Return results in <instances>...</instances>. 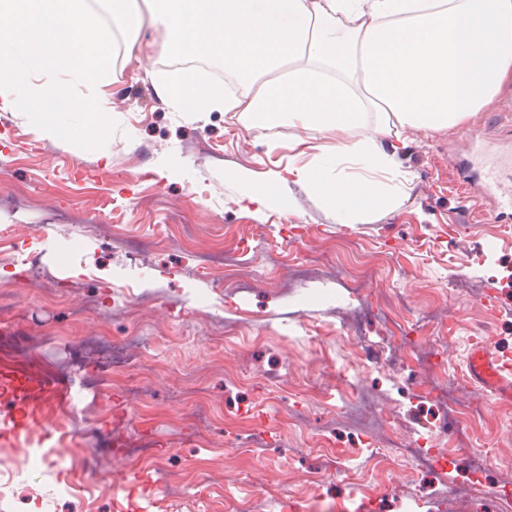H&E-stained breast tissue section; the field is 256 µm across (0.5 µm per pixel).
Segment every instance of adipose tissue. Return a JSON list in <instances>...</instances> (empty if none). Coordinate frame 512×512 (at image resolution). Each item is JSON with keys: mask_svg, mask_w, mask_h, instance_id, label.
I'll return each mask as SVG.
<instances>
[{"mask_svg": "<svg viewBox=\"0 0 512 512\" xmlns=\"http://www.w3.org/2000/svg\"><path fill=\"white\" fill-rule=\"evenodd\" d=\"M128 47L162 27L165 51L223 62L228 87L203 85L184 69L155 81L174 112L238 113L246 129L296 128L288 165L256 176L231 173L246 211L295 210V189L327 201L344 224L365 222L366 205L399 201L407 182L396 153L354 137L368 115L379 135L405 143L410 130L462 126L512 84V0H112ZM113 34L90 0H0V112L26 117L37 139H88L112 123L106 88ZM88 88L77 97L53 78ZM70 113L77 125L65 123ZM338 169L327 177L324 159ZM359 165V175L344 170Z\"/></svg>", "mask_w": 512, "mask_h": 512, "instance_id": "adipose-tissue-1", "label": "adipose tissue"}]
</instances>
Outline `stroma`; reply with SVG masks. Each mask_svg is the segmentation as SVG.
<instances>
[{
	"label": "stroma",
	"mask_w": 512,
	"mask_h": 512,
	"mask_svg": "<svg viewBox=\"0 0 512 512\" xmlns=\"http://www.w3.org/2000/svg\"><path fill=\"white\" fill-rule=\"evenodd\" d=\"M128 59L117 42L109 91L119 106L109 134L38 140L25 118L0 114V369L73 386L56 413L61 435L36 421L37 400L0 397V439L18 463L0 512H117L137 474L152 488L134 512H512V404L469 384L472 337L512 357V283L485 269L512 266V210L456 180L466 138L512 148V87L464 125L409 131L400 159L413 188L367 224H340L319 197L297 191V211L257 219L236 202L237 166L286 165L295 131L245 130L236 113L170 111L152 83L170 61L159 33ZM271 247L265 278L224 286V256L250 262ZM373 269L372 290L434 323L410 326L416 348L391 344L385 325L350 295L349 272ZM447 337L448 374L481 408L466 425L489 449L483 477L456 492L469 454L422 471L350 457L377 448L396 420L405 439L444 448L454 429L415 354ZM137 349L154 370L145 395L126 363ZM359 377L351 390L345 372ZM207 389L199 415L184 390ZM344 459L347 472L327 474Z\"/></svg>",
	"instance_id": "35a3bbf8"
}]
</instances>
